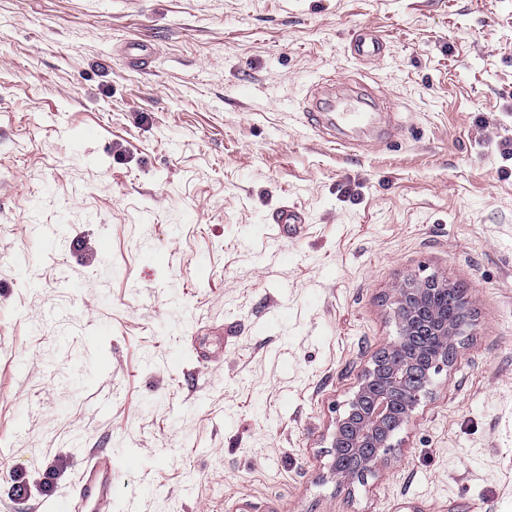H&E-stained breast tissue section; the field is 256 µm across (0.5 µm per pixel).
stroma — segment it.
<instances>
[{"label":"stroma","instance_id":"1","mask_svg":"<svg viewBox=\"0 0 512 512\" xmlns=\"http://www.w3.org/2000/svg\"><path fill=\"white\" fill-rule=\"evenodd\" d=\"M354 80L388 140L308 124ZM433 276L472 330L336 481L395 290ZM105 446L139 512H512V0H0V512ZM383 43L373 31L366 30L359 33L350 43L351 55L356 59H368L380 54Z\"/></svg>","mask_w":512,"mask_h":512}]
</instances>
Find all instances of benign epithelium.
<instances>
[{
	"label": "benign epithelium",
	"mask_w": 512,
	"mask_h": 512,
	"mask_svg": "<svg viewBox=\"0 0 512 512\" xmlns=\"http://www.w3.org/2000/svg\"><path fill=\"white\" fill-rule=\"evenodd\" d=\"M451 289L447 280L438 277L411 281L396 289L393 312L398 336L361 374L347 411L336 418L332 431V447L344 449L358 466L371 470L384 459L394 435L411 419L433 375L452 363L448 350L456 349L470 320L451 321L431 301L433 294ZM425 336L438 340L434 356H423L419 350L407 352L408 345Z\"/></svg>",
	"instance_id": "7a95c632"
}]
</instances>
